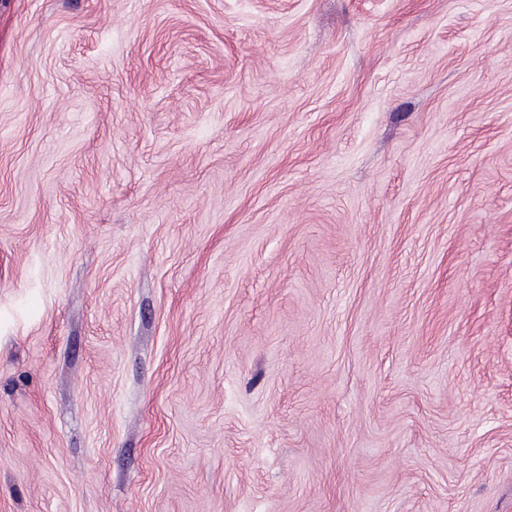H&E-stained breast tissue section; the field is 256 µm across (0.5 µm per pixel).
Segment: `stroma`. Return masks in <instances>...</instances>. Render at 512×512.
<instances>
[{
    "mask_svg": "<svg viewBox=\"0 0 512 512\" xmlns=\"http://www.w3.org/2000/svg\"><path fill=\"white\" fill-rule=\"evenodd\" d=\"M0 512H512V0H0Z\"/></svg>",
    "mask_w": 512,
    "mask_h": 512,
    "instance_id": "35a3bbf8",
    "label": "stroma"
}]
</instances>
